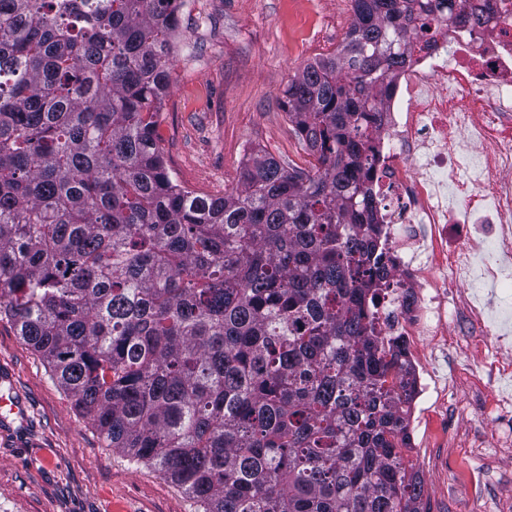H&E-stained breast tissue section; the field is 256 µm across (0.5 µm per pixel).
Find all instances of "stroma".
Segmentation results:
<instances>
[{
  "mask_svg": "<svg viewBox=\"0 0 512 512\" xmlns=\"http://www.w3.org/2000/svg\"><path fill=\"white\" fill-rule=\"evenodd\" d=\"M351 0H182L171 87L158 133L178 182L211 196L238 188L251 148L306 169L313 161L291 130L283 91L296 70L336 51L352 22ZM465 358L433 365L442 392L412 416L424 512H512V460L494 448L451 441L463 410L491 435L483 405L454 378ZM26 405L0 421V512H198L153 469L106 447L92 421L51 378L40 357L0 321V395Z\"/></svg>",
  "mask_w": 512,
  "mask_h": 512,
  "instance_id": "stroma-1",
  "label": "stroma"
}]
</instances>
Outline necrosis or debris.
Segmentation results:
<instances>
[{
    "label": "necrosis or debris",
    "instance_id": "4bbe7bcc",
    "mask_svg": "<svg viewBox=\"0 0 512 512\" xmlns=\"http://www.w3.org/2000/svg\"><path fill=\"white\" fill-rule=\"evenodd\" d=\"M475 26L468 0L412 23V57L378 91L371 164L385 286L372 308L385 341L413 370L446 348L473 363L504 349L497 292L512 280V0ZM478 346L447 339V316Z\"/></svg>",
    "mask_w": 512,
    "mask_h": 512
}]
</instances>
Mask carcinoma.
<instances>
[{"label": "carcinoma", "instance_id": "carcinoma-1", "mask_svg": "<svg viewBox=\"0 0 512 512\" xmlns=\"http://www.w3.org/2000/svg\"><path fill=\"white\" fill-rule=\"evenodd\" d=\"M179 4L0 0V318L203 512H422L363 162L402 22L448 0H352L283 92L312 171L255 151L220 197L172 177L157 132Z\"/></svg>", "mask_w": 512, "mask_h": 512}]
</instances>
